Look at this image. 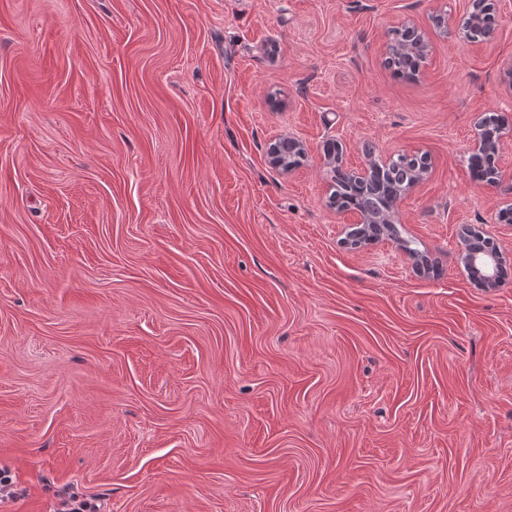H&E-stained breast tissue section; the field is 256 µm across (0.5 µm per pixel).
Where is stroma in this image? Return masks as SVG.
<instances>
[{"label":"stroma","instance_id":"stroma-1","mask_svg":"<svg viewBox=\"0 0 512 512\" xmlns=\"http://www.w3.org/2000/svg\"><path fill=\"white\" fill-rule=\"evenodd\" d=\"M492 3L484 42L453 33L468 0H0L7 512L66 485L106 512H512V276L471 281L459 237L512 268V181L467 168L476 121L512 128ZM331 139L347 169L427 156L398 238L347 245ZM409 44L403 29L391 32L388 46L389 56L386 58V62L394 75L401 78H412L424 59L423 56L408 49ZM18 489L15 475L7 465L0 467V505L13 502L23 493Z\"/></svg>","mask_w":512,"mask_h":512}]
</instances>
